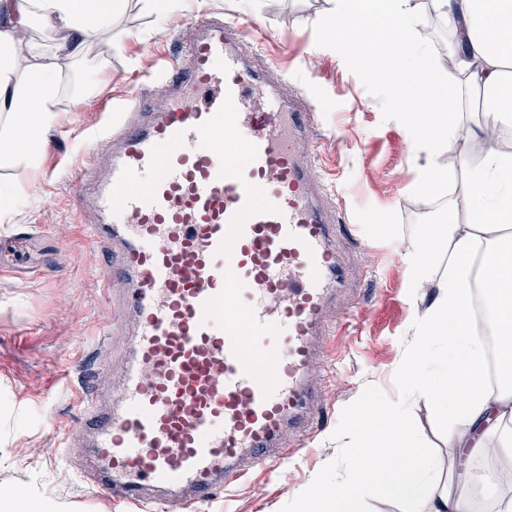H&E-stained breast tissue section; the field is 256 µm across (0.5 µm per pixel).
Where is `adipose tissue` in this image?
I'll return each instance as SVG.
<instances>
[{
    "label": "adipose tissue",
    "instance_id": "ef3b65f1",
    "mask_svg": "<svg viewBox=\"0 0 512 512\" xmlns=\"http://www.w3.org/2000/svg\"><path fill=\"white\" fill-rule=\"evenodd\" d=\"M129 0H7L0 13V157L15 166L39 161L38 133L56 120L65 63L81 61L92 39L111 55L112 21ZM354 0H335L329 36L369 65L373 78L391 89L417 152L426 164L420 189L437 190L436 161L460 134L486 139L478 163L460 156L473 200L467 224L422 225L418 246L405 263L412 286L432 282L435 295L416 344L394 368L404 399L381 405L363 399L354 409L355 439L348 481L316 483L297 512H361L373 482L406 500L410 512H465L467 502L440 488L416 442L406 400L426 398L448 425L458 462L477 456L512 455V152L487 140L488 127L512 124V0H431L450 26L451 68H442L430 45L416 36L420 0H365L379 17L372 30L355 22ZM55 34L53 49H16L17 35L31 23ZM484 96V120L464 128L452 115L464 94ZM448 267L435 276L434 262Z\"/></svg>",
    "mask_w": 512,
    "mask_h": 512
}]
</instances>
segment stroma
Here are the masks:
<instances>
[{
  "label": "stroma",
  "mask_w": 512,
  "mask_h": 512,
  "mask_svg": "<svg viewBox=\"0 0 512 512\" xmlns=\"http://www.w3.org/2000/svg\"><path fill=\"white\" fill-rule=\"evenodd\" d=\"M333 8L332 0H180L159 18L132 0L112 24L118 48L111 59L93 46L72 66L56 121L40 134L52 152L41 153L32 169L0 163V187L14 190L0 214V487L28 491L55 512H128L96 496L51 452L58 429L82 428L81 373L93 369L95 332L112 318L102 288L107 259L87 242L72 210L79 191L72 165L90 154L87 134L109 125L114 106L152 99L148 77L171 54V37L188 39L194 22L209 15L254 25L288 79L287 93L315 107L317 157L334 206L356 227L349 249L364 276L356 320L331 340L338 375L311 376L329 422L314 430L307 449H281L276 464L251 469L198 512H296L315 479L346 480L353 410L366 396L380 403L402 396L393 368L414 344L434 294L429 283L411 287L404 256L417 246L422 225L446 217L466 223V212L449 211L448 202L467 197L468 186L457 154L445 152V188L419 189L423 162L389 90L325 35ZM407 413L440 483L452 484L472 512H489L486 493L474 484L492 459H475L470 472H460L431 404L416 398Z\"/></svg>",
  "instance_id": "1"
}]
</instances>
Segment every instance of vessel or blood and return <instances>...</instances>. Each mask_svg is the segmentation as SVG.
I'll return each instance as SVG.
<instances>
[{
	"label": "vessel or blood",
	"instance_id": "1",
	"mask_svg": "<svg viewBox=\"0 0 512 512\" xmlns=\"http://www.w3.org/2000/svg\"><path fill=\"white\" fill-rule=\"evenodd\" d=\"M198 29L156 76L161 108L113 113L75 169L77 219L110 257L105 283L125 285L99 342L129 340L111 408L80 394L84 430L56 449L75 458L94 434L81 477L152 512H194L309 438L323 416L309 374L350 270L314 108L282 93L250 31Z\"/></svg>",
	"mask_w": 512,
	"mask_h": 512
}]
</instances>
